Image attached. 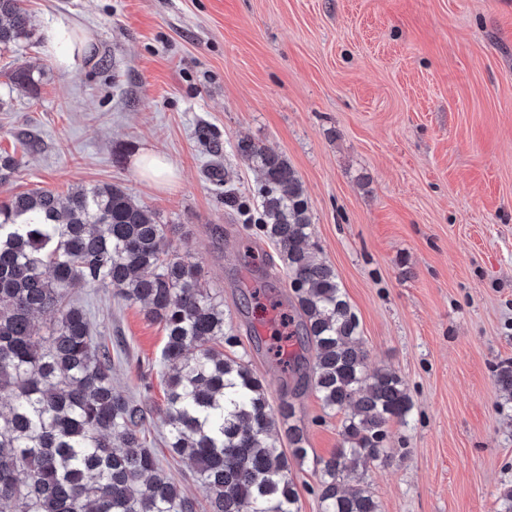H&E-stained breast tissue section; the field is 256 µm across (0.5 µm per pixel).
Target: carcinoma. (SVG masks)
Masks as SVG:
<instances>
[{"instance_id": "obj_1", "label": "carcinoma", "mask_w": 512, "mask_h": 512, "mask_svg": "<svg viewBox=\"0 0 512 512\" xmlns=\"http://www.w3.org/2000/svg\"><path fill=\"white\" fill-rule=\"evenodd\" d=\"M30 27L23 0H0V47ZM10 81L36 86L23 67ZM237 151L261 174L254 235L275 246L290 279L292 334L311 352L307 383L324 409L345 415L339 448L314 461L320 512H379L364 475L388 463V427L408 422L411 399L395 372L368 371L359 322L312 242L294 169L250 141ZM175 231L112 184L0 203V512H300L290 460L304 464L308 450L295 406L273 405L250 361L224 353L235 340L224 302L199 263L168 254ZM85 287L113 288L163 326L165 446L190 462L206 505L148 446L150 410L113 389L121 357L73 299ZM44 313L55 316L46 328L36 322ZM498 380L512 402V363Z\"/></svg>"}]
</instances>
